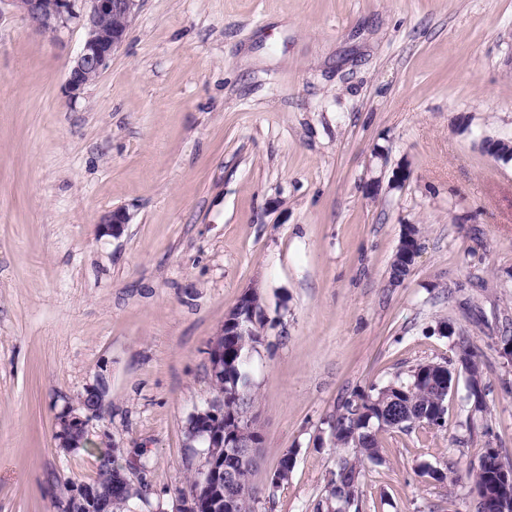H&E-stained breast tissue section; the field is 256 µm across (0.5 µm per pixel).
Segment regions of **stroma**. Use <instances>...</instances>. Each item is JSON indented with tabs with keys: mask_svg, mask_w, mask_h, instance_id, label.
Segmentation results:
<instances>
[{
	"mask_svg": "<svg viewBox=\"0 0 512 512\" xmlns=\"http://www.w3.org/2000/svg\"><path fill=\"white\" fill-rule=\"evenodd\" d=\"M83 38L0 16V512H60L110 443L148 486L134 512H174L203 461L185 427L213 395L209 344L251 288L254 512H314L327 420L462 340L486 412L461 377L445 427L380 431L358 510L473 512L470 469L489 447L512 460V162L477 140H512V0H140L73 99ZM407 224L420 253L394 283ZM100 374L108 411L63 450L56 419ZM131 221L130 213L123 208L113 209L100 217L98 224L103 226L105 233L112 237H119L124 231L125 225ZM295 457V450H288L284 454H282L273 472L275 478L271 482H269V486H279L280 488L285 485H288V482L291 478V474L295 467Z\"/></svg>",
	"mask_w": 512,
	"mask_h": 512,
	"instance_id": "35a3bbf8",
	"label": "stroma"
}]
</instances>
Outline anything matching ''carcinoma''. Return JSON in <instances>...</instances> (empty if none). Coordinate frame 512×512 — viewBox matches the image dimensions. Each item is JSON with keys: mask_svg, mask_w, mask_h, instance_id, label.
Returning a JSON list of instances; mask_svg holds the SVG:
<instances>
[{"mask_svg": "<svg viewBox=\"0 0 512 512\" xmlns=\"http://www.w3.org/2000/svg\"><path fill=\"white\" fill-rule=\"evenodd\" d=\"M409 273L400 253H395L390 265V279L401 282ZM253 312L262 315L261 295L258 289L248 290L246 297L230 311L224 322L237 314ZM216 337L217 344L224 345V367L217 376V386L213 390L224 392V418L218 428L222 431H239L240 441L262 443L263 436L258 426H239V417L255 407L249 376V353L259 343L260 337L243 333ZM460 354L456 361L425 362L412 368L407 377H400L380 387H372L368 393H359L356 398L346 401L341 410L327 421L332 445L341 450L336 459V470L332 472L324 499L318 503L316 512H328L344 503L350 507L358 501L357 492L361 485L365 463L380 464L383 457L376 431L380 425L387 427L402 421L418 419L429 425L442 427L447 414L448 380L455 373L466 374L468 388L471 390V403L475 411L482 413L487 405V386L476 351L468 344H459ZM296 451L288 450L279 458L274 469V479L269 486L283 487L288 484L295 467ZM257 459L246 456L238 461L233 469L235 487L234 505L231 510L223 508L213 512H252V503L259 494L253 482ZM512 468V462H504L499 451L488 448L484 462L471 472L475 487L493 489L500 481L504 467ZM125 471L119 458L108 450L100 453V465L94 482L99 485L108 512H132L131 505L139 498L135 488L122 492L113 491L114 476Z\"/></svg>", "mask_w": 512, "mask_h": 512, "instance_id": "carcinoma-1", "label": "carcinoma"}]
</instances>
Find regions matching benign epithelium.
Here are the masks:
<instances>
[{"label": "benign epithelium", "instance_id": "1", "mask_svg": "<svg viewBox=\"0 0 512 512\" xmlns=\"http://www.w3.org/2000/svg\"><path fill=\"white\" fill-rule=\"evenodd\" d=\"M139 0H0V16L5 12L19 15L34 30L53 39L76 25L84 29V39L75 59L66 70L65 88L72 98L78 97L91 80L102 75L112 56L127 38ZM131 214L114 209L100 217L104 232L119 237ZM108 385L103 376L88 385L78 405L62 412L57 418V437L63 449L78 439L87 437L88 422L101 417L106 405ZM224 416V397L218 394L207 404L196 409L189 418L188 432L198 437L214 419ZM209 441L224 447L225 455H241L242 443L234 436L210 435ZM231 469L217 463L202 462L198 468V488L194 498L182 499L175 512H209L212 509V491L219 480H229ZM101 492L95 483H82L74 490V504L92 509L100 506ZM475 512H512V475L502 478L496 493L475 489Z\"/></svg>", "mask_w": 512, "mask_h": 512}]
</instances>
